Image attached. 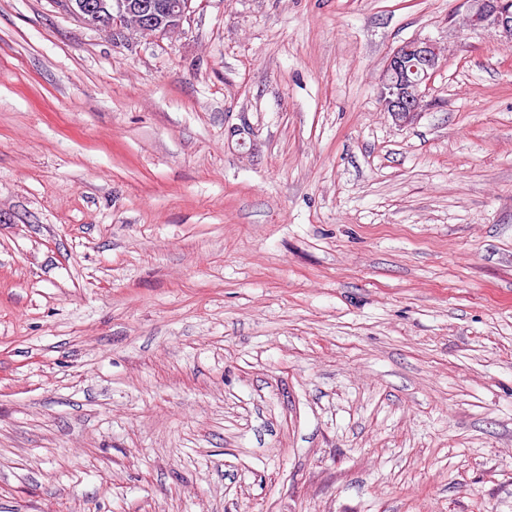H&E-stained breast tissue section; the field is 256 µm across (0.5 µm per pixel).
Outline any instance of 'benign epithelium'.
<instances>
[{"mask_svg": "<svg viewBox=\"0 0 512 512\" xmlns=\"http://www.w3.org/2000/svg\"><path fill=\"white\" fill-rule=\"evenodd\" d=\"M192 0H62L60 8L83 25L124 34L135 29L153 37L179 32L191 12ZM466 25L492 29L512 41V0H466ZM442 58L438 44L413 38L397 46L386 58L379 76V101L395 123H411L421 112L424 98Z\"/></svg>", "mask_w": 512, "mask_h": 512, "instance_id": "obj_1", "label": "benign epithelium"}]
</instances>
